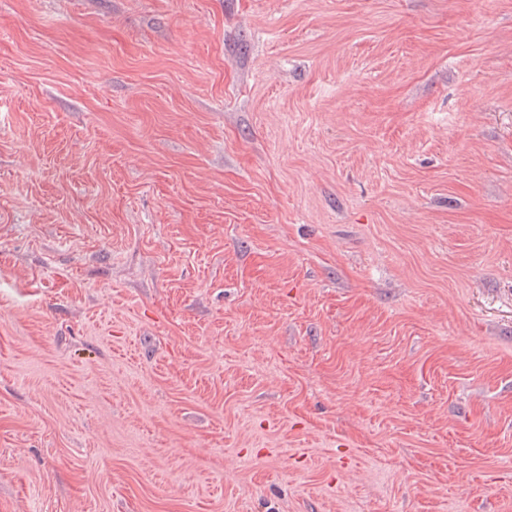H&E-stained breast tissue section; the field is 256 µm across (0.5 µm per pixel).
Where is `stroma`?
<instances>
[{
  "mask_svg": "<svg viewBox=\"0 0 512 512\" xmlns=\"http://www.w3.org/2000/svg\"><path fill=\"white\" fill-rule=\"evenodd\" d=\"M0 512H512V0H0Z\"/></svg>",
  "mask_w": 512,
  "mask_h": 512,
  "instance_id": "35a3bbf8",
  "label": "stroma"
}]
</instances>
